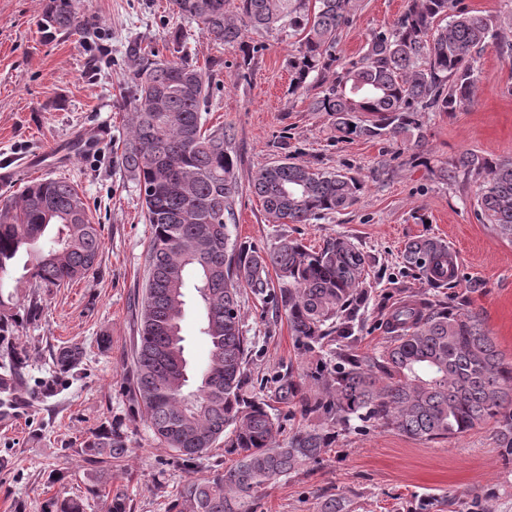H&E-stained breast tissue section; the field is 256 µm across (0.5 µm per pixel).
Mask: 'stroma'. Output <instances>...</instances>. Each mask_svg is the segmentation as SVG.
Listing matches in <instances>:
<instances>
[{
    "instance_id": "35a3bbf8",
    "label": "stroma",
    "mask_w": 512,
    "mask_h": 512,
    "mask_svg": "<svg viewBox=\"0 0 512 512\" xmlns=\"http://www.w3.org/2000/svg\"><path fill=\"white\" fill-rule=\"evenodd\" d=\"M404 0H354L352 21L341 33L344 60L358 57L371 34L391 24ZM44 0H0V155L24 159L30 179L62 178L83 196L103 247L81 281L42 291L43 309L15 329L29 353L30 380L47 376L50 352L79 343L82 377L69 381L12 423H0V512H45L62 497L89 499L101 512L77 449L114 418L128 425L127 453L116 472L127 485L131 512H165L168 493L189 478L225 469L223 445L194 468L175 464L173 452L154 440L129 400V376L139 323L145 259L151 240L133 181L119 161L126 135L122 106L126 49L130 43L170 58L168 40L181 34L197 64L211 75L207 126L235 132L240 196L239 238L263 248L285 235L319 248L337 236L352 239L371 260L377 281L360 351H380L382 327L403 302L440 299L478 315L506 361H512V243L473 214L475 184L452 185L436 169L471 151L512 158V56L488 46L479 63L473 100L456 112L426 114L423 147L410 138L344 140L305 96L291 92L286 58L293 47L274 33L249 32L264 44L249 67L237 49L203 35L174 14L168 0H79L91 36L43 37ZM98 129L87 152L73 149L75 134ZM299 150L302 160L361 177L353 207L310 224L270 221L250 188L256 169ZM443 241L456 254L459 283L433 288L404 269L405 244ZM247 336L256 342L252 379L267 378L295 356L285 315L242 298ZM203 310L194 287L185 290L181 323L189 359L202 364L209 343L201 333ZM329 498L341 512H512V461L504 462L495 429L487 424L459 438L418 440L377 425L339 434L324 461L269 486L257 512H319Z\"/></svg>"
}]
</instances>
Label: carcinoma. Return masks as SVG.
<instances>
[{
    "label": "carcinoma",
    "instance_id": "obj_1",
    "mask_svg": "<svg viewBox=\"0 0 512 512\" xmlns=\"http://www.w3.org/2000/svg\"><path fill=\"white\" fill-rule=\"evenodd\" d=\"M225 2L171 5L201 33L238 49L245 65L263 50L245 40L246 31L298 38L288 57L291 92L306 94L311 111L327 115L344 139L409 134L419 147L426 113L456 112L474 98L476 63L496 23L464 0H406L397 21L373 32L359 59L342 65L336 49L352 0H238L234 14ZM41 27L48 37L87 31L75 0H46ZM170 42L175 56L167 61L136 44L127 52L130 123L120 161L152 229L129 392L153 437L182 464L197 463L222 440L232 465L187 480L166 512H255L266 486L319 463L336 433L355 420L424 440L459 438L492 421L502 457L511 460L512 363L477 316L440 300L403 303L387 318L384 349L360 352L356 336L373 292L368 254L345 236L318 249L280 236L260 250L232 235L239 197L235 133L230 126L205 128L210 75L189 58L181 35ZM437 176L454 185L478 183L476 219L512 243V159L469 152ZM363 187L357 176L315 168L293 154L259 167L251 180L252 193L279 224H308L346 210ZM101 249L100 225L62 178L29 182L0 204V395L17 392L41 402L61 379L82 373L85 357L78 343L58 348L48 377L29 389L28 359L11 336L19 312L1 279L19 259L33 258L24 311L35 317L42 309L39 290L83 279ZM402 262L434 288L459 276L448 245L432 238L407 243ZM191 276L210 342L197 370L181 334ZM244 293L287 316L307 371L290 361L270 381L253 382L247 364L254 346L240 312ZM273 403L285 408V417L298 413L305 420L286 441ZM311 417L323 424H306ZM126 451L127 432L117 422L78 449L105 512H131L127 488L112 476V464ZM87 506L80 497H63L49 512H86Z\"/></svg>",
    "mask_w": 512,
    "mask_h": 512
}]
</instances>
